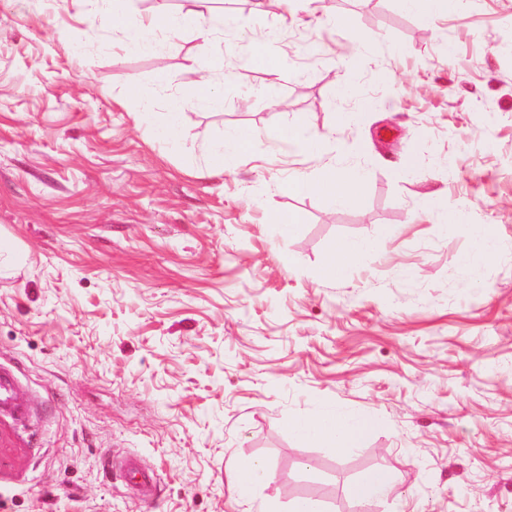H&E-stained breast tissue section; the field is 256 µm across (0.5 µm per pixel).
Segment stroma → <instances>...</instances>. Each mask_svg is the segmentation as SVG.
Masks as SVG:
<instances>
[{
	"label": "stroma",
	"instance_id": "1",
	"mask_svg": "<svg viewBox=\"0 0 512 512\" xmlns=\"http://www.w3.org/2000/svg\"><path fill=\"white\" fill-rule=\"evenodd\" d=\"M106 8L0 0V361L40 404L0 445L17 458L0 512H290L323 487L325 512H512V0L433 18L213 0L211 20L235 21L207 38L180 0L178 35L136 52ZM271 36L280 67L247 65ZM217 53L216 101L197 102L193 70ZM289 124L335 151L279 146ZM242 127L254 142L219 165ZM331 165L365 170L360 200L288 192ZM472 225L495 242L473 266ZM342 240L374 247L338 280L324 263ZM322 408L381 430L342 455L289 432ZM236 455L271 469L248 504ZM128 457L150 492L103 466ZM374 468L389 496L349 500Z\"/></svg>",
	"mask_w": 512,
	"mask_h": 512
}]
</instances>
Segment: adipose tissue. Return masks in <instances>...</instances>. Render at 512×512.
Here are the masks:
<instances>
[{"instance_id": "1", "label": "adipose tissue", "mask_w": 512, "mask_h": 512, "mask_svg": "<svg viewBox=\"0 0 512 512\" xmlns=\"http://www.w3.org/2000/svg\"><path fill=\"white\" fill-rule=\"evenodd\" d=\"M102 20L105 25L120 26L125 34L124 47L128 50H144L154 46L156 39L174 37L180 27L179 18L158 13L139 20L136 25L122 24L115 11H107ZM365 177L364 171L345 172L329 168L317 179L295 176L289 179L287 188L295 195L318 194L339 204L354 196ZM290 427L302 439L325 444L345 452L358 447L370 435L379 432L381 423L372 416L349 415L336 409L320 411L307 418H298ZM230 468L234 475V492L242 502H250L257 486L267 483L270 470L266 462L254 457L233 458Z\"/></svg>"}]
</instances>
